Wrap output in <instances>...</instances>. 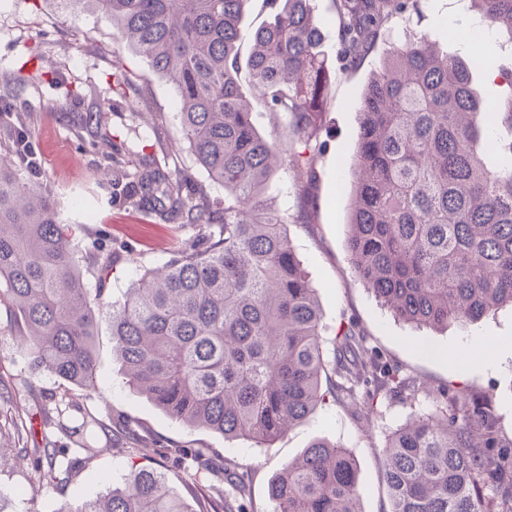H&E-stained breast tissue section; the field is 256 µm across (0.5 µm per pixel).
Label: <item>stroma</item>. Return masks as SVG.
<instances>
[{
    "label": "stroma",
    "mask_w": 512,
    "mask_h": 512,
    "mask_svg": "<svg viewBox=\"0 0 512 512\" xmlns=\"http://www.w3.org/2000/svg\"><path fill=\"white\" fill-rule=\"evenodd\" d=\"M422 16L393 20L385 36L355 68L331 77L330 105L320 139L324 151L310 187L297 184L292 173L278 171L266 199L288 218V236L307 272L322 316L325 354H332L340 325L357 322L367 344L402 373L426 386L413 404H383L370 426H362L354 409L322 404L309 419L269 442L227 440L192 428L162 413L146 397L127 387L112 356V336L99 328L97 390L74 389L73 402L104 422L120 421L141 437L136 448L100 455L67 483L29 493L30 462L0 468V512H59L123 485L132 471H166L175 491L191 497L195 490L215 495L227 484L217 468L193 480L182 468L164 460V448L180 445L217 451L231 460L246 486L247 512H270V484L282 468L315 439L347 448L359 465L361 512H388L383 481L382 449L387 436L411 413L434 410L435 393L451 387L486 392L494 397L499 429L512 439V308L504 306L478 323L434 330L395 321L356 277L346 250L348 196L345 164L356 147L363 88L390 53V46L416 38L439 17L468 14L469 0H421ZM121 61L124 84H116L114 61ZM15 93V110L33 135L30 173L53 193L62 223L73 225L72 243L85 254L91 243L106 239L117 256L107 282L117 299L144 269L162 266L195 234L193 226L167 214L146 213L108 181L98 180L109 143H123L131 157H154L166 175L183 179L198 194L216 200L224 191L193 161L183 139L177 94L165 79L150 75L146 62L119 38L111 21L95 10L78 14L62 9L59 0H0V86ZM106 110L103 134L82 129L76 116ZM499 342L493 365L478 363L485 342ZM0 379L14 403L33 423L28 445H67L52 423L47 395L57 379L32 372L19 351L8 311L0 306Z\"/></svg>",
    "instance_id": "stroma-1"
}]
</instances>
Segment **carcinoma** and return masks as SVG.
Segmentation results:
<instances>
[{
	"instance_id": "carcinoma-1",
	"label": "carcinoma",
	"mask_w": 512,
	"mask_h": 512,
	"mask_svg": "<svg viewBox=\"0 0 512 512\" xmlns=\"http://www.w3.org/2000/svg\"><path fill=\"white\" fill-rule=\"evenodd\" d=\"M248 0H62L104 14L150 71L179 98L181 133L195 163L224 190V205L186 191L152 161L128 170L117 147L104 177L125 182L144 209L169 211L197 230L163 267L120 299L106 296L112 249L78 258L56 200L25 175L30 129L0 95V303L16 314V340L40 374L96 388L95 336L109 328L125 384L165 415L228 440L271 441L303 423L326 398L365 404L415 400L421 383L367 346L356 324L324 359L315 289L298 261L286 220L265 191L281 168L311 181L329 101L330 64L312 0H264L272 19L253 32L249 85L240 78V22ZM336 64L352 67L386 23L420 0H334ZM482 24L512 36V0H470ZM508 76L504 102L482 101L472 70ZM256 99L287 118V140L267 141L252 120ZM512 67L467 62L435 48L430 34L394 48L362 94L349 164L346 247L356 276L395 318L444 329L475 324L512 306ZM495 157L497 165L489 164ZM99 273L87 288L84 272ZM57 425L78 456L58 448H13L30 458L29 489L61 484L99 453L112 426L68 391L51 393ZM434 411L388 435L389 512H512V442L504 444L492 398L450 388ZM184 469L214 464L200 448L175 447ZM358 465L348 449L316 439L272 480V512H361ZM242 489L201 497L199 512H244ZM59 512H192L169 477L131 473L123 487Z\"/></svg>"
}]
</instances>
